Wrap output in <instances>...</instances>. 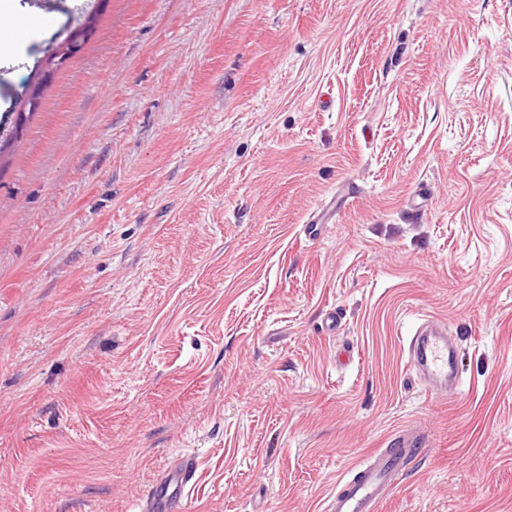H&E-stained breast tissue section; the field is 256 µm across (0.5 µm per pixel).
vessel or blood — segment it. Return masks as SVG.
I'll use <instances>...</instances> for the list:
<instances>
[{"mask_svg": "<svg viewBox=\"0 0 512 512\" xmlns=\"http://www.w3.org/2000/svg\"><path fill=\"white\" fill-rule=\"evenodd\" d=\"M457 359L446 326L431 317L421 318L409 342L408 364L429 391L437 392L456 383ZM423 449L421 434L402 430L388 447L373 455L371 462L360 465L357 474L330 498L327 512H379L384 492ZM194 473L195 460L189 455L168 466L145 496L141 512H165L170 498L181 497Z\"/></svg>", "mask_w": 512, "mask_h": 512, "instance_id": "vessel-or-blood-1", "label": "vessel or blood"}]
</instances>
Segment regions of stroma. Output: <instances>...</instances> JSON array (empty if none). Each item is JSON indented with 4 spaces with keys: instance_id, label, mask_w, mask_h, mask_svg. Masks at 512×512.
<instances>
[{
    "instance_id": "1",
    "label": "stroma",
    "mask_w": 512,
    "mask_h": 512,
    "mask_svg": "<svg viewBox=\"0 0 512 512\" xmlns=\"http://www.w3.org/2000/svg\"><path fill=\"white\" fill-rule=\"evenodd\" d=\"M1 11L2 119L97 34L0 168V512H136L187 453L190 512H324L408 427L380 512H512V0ZM83 29L68 30L66 37L59 41L40 61L36 79L28 87L16 112H33L40 97L41 87L50 73L78 53L83 44ZM447 328L433 317L420 319L409 342L408 364L430 392L457 382L458 355L448 342Z\"/></svg>"
}]
</instances>
